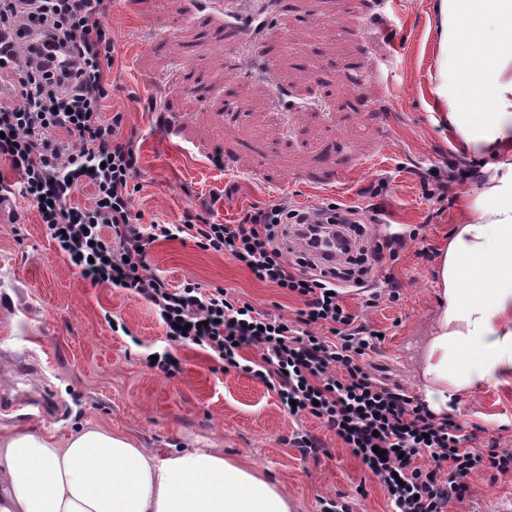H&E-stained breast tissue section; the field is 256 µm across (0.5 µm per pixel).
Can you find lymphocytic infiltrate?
<instances>
[{
    "instance_id": "1",
    "label": "lymphocytic infiltrate",
    "mask_w": 512,
    "mask_h": 512,
    "mask_svg": "<svg viewBox=\"0 0 512 512\" xmlns=\"http://www.w3.org/2000/svg\"><path fill=\"white\" fill-rule=\"evenodd\" d=\"M105 0H0V77L17 82L0 100V200L39 209L47 235L91 283L134 291L148 301L168 341L194 345L238 366L256 347L254 371L290 416L321 419L383 487L393 512H446L463 501L466 478L489 466L512 471V454L461 448L462 424L437 417L402 389L377 380L366 355L378 331L358 323L343 302L365 288L395 238L369 236L377 214L323 203L299 210L281 201L217 224L185 213L179 223L140 224L130 185L140 145L123 115L106 114L116 38ZM91 188L89 203L75 200ZM191 240L246 268L259 282L304 302L295 318L272 315L227 289L170 285L148 265L155 243Z\"/></svg>"
}]
</instances>
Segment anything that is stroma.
Masks as SVG:
<instances>
[{"instance_id":"35a3bbf8","label":"stroma","mask_w":512,"mask_h":512,"mask_svg":"<svg viewBox=\"0 0 512 512\" xmlns=\"http://www.w3.org/2000/svg\"><path fill=\"white\" fill-rule=\"evenodd\" d=\"M226 0H106L118 41L108 112L124 115L140 143L132 212L142 223H178L185 211L234 223L242 210L288 200L376 205L377 237H404L374 285L384 296L344 303L380 331L368 358L383 382L423 399L418 361L437 295V263L457 222V199L476 179L435 197V171L448 161V135L428 109L424 88L433 41V0H235L245 16L266 17L252 42L274 60L265 76L231 62L241 47L224 25ZM154 83H145V76ZM221 155L222 166L212 162ZM423 236L410 240L414 228ZM148 264L171 285L223 287L288 318L294 294L254 279L228 257L192 241L154 245ZM399 298H387L391 284ZM122 323L121 331L110 328ZM172 351L182 365L165 374L151 353ZM47 393L55 412L28 420L0 407V429L52 432L84 426L127 435L161 458L206 448L245 460L285 487L292 512H390L384 489L322 420L291 417L258 377L222 365L196 346L167 340L150 304L134 292L94 285L46 236L36 209L0 211V393ZM512 391L483 388L454 404L471 448L512 452ZM315 437L302 454L294 439ZM464 501L447 512H499L512 501V472L482 467L466 479Z\"/></svg>"}]
</instances>
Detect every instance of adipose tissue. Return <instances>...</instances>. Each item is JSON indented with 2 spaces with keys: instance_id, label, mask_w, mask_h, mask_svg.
Wrapping results in <instances>:
<instances>
[{
  "instance_id": "adipose-tissue-1",
  "label": "adipose tissue",
  "mask_w": 512,
  "mask_h": 512,
  "mask_svg": "<svg viewBox=\"0 0 512 512\" xmlns=\"http://www.w3.org/2000/svg\"><path fill=\"white\" fill-rule=\"evenodd\" d=\"M428 94L448 144L475 164L438 260V304L421 356L424 403L512 389V0H436ZM249 463L196 450L158 459L87 427L64 441L0 430V512H291Z\"/></svg>"
}]
</instances>
